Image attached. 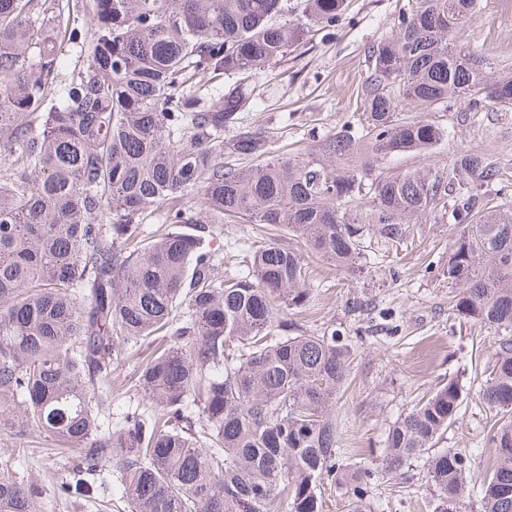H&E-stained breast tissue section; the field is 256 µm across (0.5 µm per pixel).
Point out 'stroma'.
Returning <instances> with one entry per match:
<instances>
[{
  "instance_id": "stroma-1",
  "label": "stroma",
  "mask_w": 512,
  "mask_h": 512,
  "mask_svg": "<svg viewBox=\"0 0 512 512\" xmlns=\"http://www.w3.org/2000/svg\"><path fill=\"white\" fill-rule=\"evenodd\" d=\"M408 0H344L346 21L333 33L318 31L281 62L255 70L253 105L241 124L261 131L272 155L294 156L346 123L364 119L368 50L391 36ZM481 9L463 39L512 64V0H480ZM399 113L445 128L447 135L424 155L388 159L387 171L442 168L459 151L487 154L512 180V107L484 100L478 108L459 100L450 107L403 102ZM454 199L407 224L389 239L369 224L370 197L347 209L351 223L368 225L358 267L347 271L326 260H308L311 298L291 320L297 332L361 335L348 383L336 401L341 445L357 461L379 458L389 427L437 388L456 381L463 390L459 419L437 441L441 448L478 447L492 424L478 397L495 337L448 309L456 288L448 281V251L461 226L451 217ZM262 227L239 220L221 225L208 240L223 256L225 275L238 273L233 256L247 250ZM15 414L0 416V461L7 473L34 486V512H123L113 499L115 479L70 503L56 489L72 467V454L35 430L18 434ZM433 488L423 471L392 473L373 494L377 512H431Z\"/></svg>"
}]
</instances>
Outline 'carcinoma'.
Returning a JSON list of instances; mask_svg holds the SVG:
<instances>
[{"label":"carcinoma","mask_w":512,"mask_h":512,"mask_svg":"<svg viewBox=\"0 0 512 512\" xmlns=\"http://www.w3.org/2000/svg\"><path fill=\"white\" fill-rule=\"evenodd\" d=\"M477 0H413L370 50L365 119L307 157L248 168L258 133L224 137L252 101L245 75L275 65L314 29L336 27L344 0H0V410L75 449L71 499L90 496L104 463L131 512H323L321 486H351L350 512H375L372 485L422 464L432 512H512V183L486 155L448 170L389 171L371 182L387 237L456 198L463 227L448 252L450 310L494 331L480 394L498 416L495 462L434 449L462 404L455 381L389 428L376 464L347 461L334 405L352 340L288 333L310 298L304 252L353 268L363 226L346 207L388 157L430 150L445 129L398 117L405 100L498 102L509 66L458 42ZM93 17L85 31L81 15ZM87 51L58 80L60 43ZM238 77L227 91L224 77ZM270 227L245 272L226 276L204 247L214 225ZM190 226L153 239L142 224ZM286 229L297 246L279 243ZM135 386L144 408L103 430L112 365L158 338ZM33 487L0 475V512H32Z\"/></svg>","instance_id":"cac0c4a2"}]
</instances>
